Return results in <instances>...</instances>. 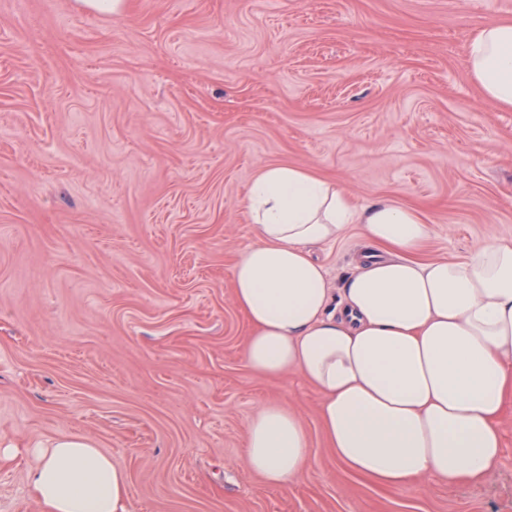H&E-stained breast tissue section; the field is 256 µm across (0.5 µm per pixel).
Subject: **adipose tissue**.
<instances>
[{
    "label": "adipose tissue",
    "mask_w": 512,
    "mask_h": 512,
    "mask_svg": "<svg viewBox=\"0 0 512 512\" xmlns=\"http://www.w3.org/2000/svg\"><path fill=\"white\" fill-rule=\"evenodd\" d=\"M472 80L512 109V20L472 34ZM246 211L257 242L230 272L248 326L244 359L278 380L318 390L325 445L337 461L390 489L425 478L456 486L497 469L499 421L512 400V242L420 259L422 213L390 198L357 206L336 184L292 164L262 167ZM360 229L364 252L340 292L310 246ZM249 468L272 487L301 479L308 431L292 407L264 404L250 420ZM27 476L41 512H129V475L82 435L39 447Z\"/></svg>",
    "instance_id": "obj_1"
}]
</instances>
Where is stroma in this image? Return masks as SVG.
Segmentation results:
<instances>
[{"instance_id": "obj_1", "label": "stroma", "mask_w": 512, "mask_h": 512, "mask_svg": "<svg viewBox=\"0 0 512 512\" xmlns=\"http://www.w3.org/2000/svg\"><path fill=\"white\" fill-rule=\"evenodd\" d=\"M512 0H0V512H40L34 447L80 434L130 512H512L505 455L478 485L385 489L323 447L321 397L246 365L230 270L247 191L294 164L357 203L418 208L423 258L512 240V111L483 96L472 31ZM356 228L313 257L340 286ZM293 406L303 478L246 464L249 420Z\"/></svg>"}]
</instances>
